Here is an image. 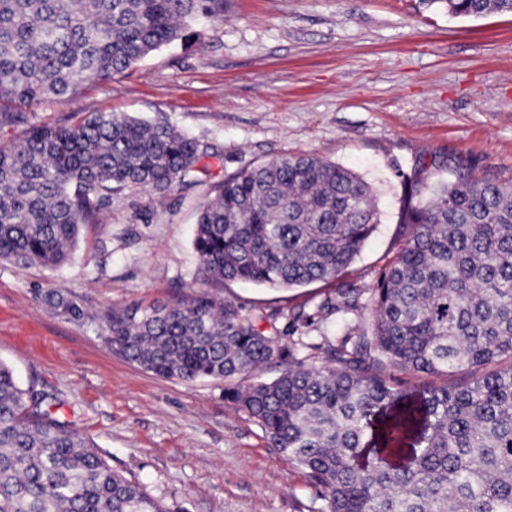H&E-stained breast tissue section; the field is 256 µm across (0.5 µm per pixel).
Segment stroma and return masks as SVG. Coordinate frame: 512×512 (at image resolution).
<instances>
[{"mask_svg":"<svg viewBox=\"0 0 512 512\" xmlns=\"http://www.w3.org/2000/svg\"><path fill=\"white\" fill-rule=\"evenodd\" d=\"M110 111L169 121L220 156L203 160L194 186L113 193L60 268L0 261V360L21 385L57 395L113 469L168 512H327L225 382L164 379L126 361L102 316L207 290L256 313L301 305L316 319L297 355L317 365L348 323L371 329L372 292L409 233L398 222L403 176L434 182L462 160L477 178L512 183V14L454 17L444 0H227L223 18L188 39L27 117L55 124ZM296 152L368 182L376 232L333 283L207 289L192 245L197 209L238 169ZM348 288L362 304L353 317L340 306ZM48 289L83 318L46 306ZM326 298L336 312L316 315Z\"/></svg>","mask_w":512,"mask_h":512,"instance_id":"stroma-1","label":"stroma"}]
</instances>
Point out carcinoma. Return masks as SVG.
Returning a JSON list of instances; mask_svg holds the SVG:
<instances>
[{
    "label": "carcinoma",
    "instance_id": "1",
    "mask_svg": "<svg viewBox=\"0 0 512 512\" xmlns=\"http://www.w3.org/2000/svg\"><path fill=\"white\" fill-rule=\"evenodd\" d=\"M456 17L512 13V0H445ZM225 0H0V128L26 125L0 144V260L66 264L84 224L112 193L163 194L198 182L212 146L170 123L124 112L30 123L17 105L74 95L186 39ZM403 179L399 223L409 236L373 289L371 334L327 351L321 366L250 313L207 293L104 315L107 341L165 379L232 381L269 363L270 381L229 390L271 444L304 469L328 512H512V184ZM379 223L373 188L311 153H287L224 178L199 212L193 246L212 288L249 283L288 290L347 269ZM62 313L82 308L41 295ZM509 360L463 385H430L419 406L389 386L388 366L433 377ZM54 395L19 385L0 360V512H166L112 469ZM402 414L386 440L422 417L421 448L392 464L362 459L370 418Z\"/></svg>",
    "mask_w": 512,
    "mask_h": 512
}]
</instances>
